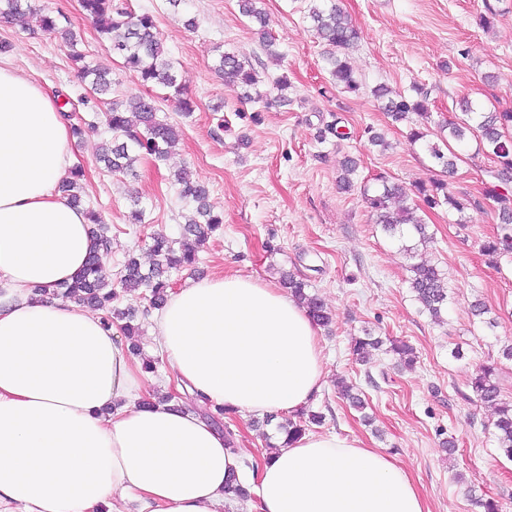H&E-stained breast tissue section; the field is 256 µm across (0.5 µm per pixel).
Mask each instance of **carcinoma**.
<instances>
[{
    "instance_id": "cac0c4a2",
    "label": "carcinoma",
    "mask_w": 512,
    "mask_h": 512,
    "mask_svg": "<svg viewBox=\"0 0 512 512\" xmlns=\"http://www.w3.org/2000/svg\"><path fill=\"white\" fill-rule=\"evenodd\" d=\"M80 5L97 32L109 41L112 53L123 60L126 69L137 75L141 85L163 86L169 90L168 98L176 103L180 112L189 115L195 111L196 103L187 93L186 77L175 69L174 62L156 37V23L152 14H133L114 4V0H80ZM239 9L243 16L258 26L259 33H264L268 18L260 8L259 0H239ZM26 18L34 19L43 31L59 35L63 43L71 48L70 59L77 66L80 78L90 80L93 92L105 94L110 91L111 82L105 72L99 66L85 62V56L76 50L77 36L67 17L61 13L46 12L36 5L24 3V0H0V21L11 23ZM307 18L326 47L324 57L330 65V74L336 86L346 93L359 92L361 83L349 55L350 49L359 40V33L348 16L336 4V0H308ZM214 70L224 82L242 88L243 98L248 102L260 103L265 109L276 103L288 102L283 94L288 89L287 76L282 75L272 81L278 95L270 98L261 90L265 85L264 77L249 61L234 52L222 53ZM371 93L394 123L408 122L414 116L423 125L431 122L428 96L418 89L415 90L416 96L410 97L379 84L372 88ZM458 108L463 118L440 126V143L426 144L431 159L443 172L451 173L458 159L451 144L464 145L472 136L479 150L493 156L496 167L488 171L487 181L478 198L457 197L448 191L447 182L437 178L419 184L416 192L430 208L446 204L459 213L467 210L481 213L485 205H490L500 224V233L485 241L481 251L496 265L499 259L512 256V109L500 110L494 105L487 107L468 98L460 100ZM158 112L157 100L149 93L135 94L124 103H111L105 112L106 124L122 141L101 145L99 160L107 171L132 170L142 152L157 160H164L175 150L180 140L179 132L175 126L159 118ZM357 167L356 158H345L343 174L338 180L341 190L350 192L354 189L352 175ZM83 177V169L76 166L60 185V189L68 193L74 203L81 202ZM176 181L179 198L194 204L199 219H188L177 238L162 232L152 234L150 250L153 261L149 268H143L140 261L129 257L116 279L106 277L102 257L112 250L111 225L91 210L88 215L95 225L92 231L95 248L79 274L72 281L59 285L53 295L101 311L107 329L116 321L122 322L120 329L128 339L138 335L139 327L134 324L137 311L132 308L121 311L112 307L119 291H144L148 293L152 308H161L171 290V272L193 266L197 261L198 245L224 224L222 215L214 212L209 202L206 185L193 183L181 175L177 176ZM375 181L378 182L375 188L365 186L360 190L363 203L383 231L403 240L401 250L413 260L409 266L408 280L412 296L432 320L441 322L443 314L448 311L447 283L436 266L417 260L432 242V236L427 233L418 207L407 204L404 187L384 176L375 178ZM280 282L289 294L307 308L317 325L327 327L332 323L331 310L317 293L310 291L311 284L307 278L288 271L282 273ZM380 346L381 340L367 333L354 338L351 349L356 360L363 362L371 351ZM389 351L405 365L411 366L416 362L413 348L401 340L391 341ZM471 389L478 400L494 407L496 419L492 423L493 435L499 451L512 460V403L501 398L496 367L492 364L482 366L471 379ZM323 420V415L319 413L306 415L300 411L293 419L282 417L277 428L293 440L304 434L309 425H319ZM224 494L230 500L244 502L252 499L235 472L225 478Z\"/></svg>"
}]
</instances>
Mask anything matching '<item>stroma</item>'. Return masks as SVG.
Masks as SVG:
<instances>
[{"mask_svg": "<svg viewBox=\"0 0 512 512\" xmlns=\"http://www.w3.org/2000/svg\"><path fill=\"white\" fill-rule=\"evenodd\" d=\"M498 14L483 29L485 2ZM66 15L79 35L78 48L89 61L107 68L115 100L141 92L135 74L112 55L81 10L79 0H35ZM133 12L152 13L160 41L178 70L185 72L198 103L183 116L164 88L153 87L160 115L180 130V143L167 160L145 158L132 175L112 174L96 162L110 134L104 123L88 127L92 113L78 106L72 124L81 126L72 147L83 167L85 205L102 211L112 226L107 272L117 273L130 254L149 260L150 236L176 235L192 208L178 197L176 173L208 186L220 230L199 249L198 263L173 272L176 286L187 279L238 273L277 283L283 271L308 276L336 319L320 329L324 384L311 403L322 413V431L362 442L392 458L413 481L429 512H480L474 498H490L499 512H512V460L497 448L493 414L477 401L470 379L479 365L497 361L501 397L512 401V362L499 351L512 342V260L489 264L480 252L498 226L492 211L458 212L441 206L421 208L433 241L425 257L448 282L444 323L422 313L408 288L409 258L398 238L384 232L366 211L359 192L336 186L341 163L359 160L358 184L383 175L414 188L435 177L422 142L409 136L408 124H393L371 95L378 84L411 93L424 88L431 102L428 140L438 141L441 122L456 119L464 97L512 107V0H340L360 39L350 51L362 83L358 93L338 92L323 60L324 48L306 18L304 0H263L277 57H270L238 0H123ZM195 19L196 28L185 25ZM8 57L49 94L78 101L90 96L75 73L67 47L36 24L0 27ZM247 58L269 78L287 76L288 103L253 114L238 87L214 72L219 51ZM494 82H486V75ZM339 121L344 140H320V130ZM383 133L388 145L368 141V131ZM492 156L468 145L448 189L457 196L480 194ZM145 221L132 223L133 207ZM484 302L494 326L474 322L470 306ZM391 337L411 345L414 367L401 366L382 350L369 361H355V336ZM461 349V358L451 355ZM346 380L362 392L367 407H349L336 387ZM235 446L246 461L261 458L272 445L274 426L255 428L248 415H231ZM454 440L455 450L444 448Z\"/></svg>", "mask_w": 512, "mask_h": 512, "instance_id": "obj_1", "label": "stroma"}]
</instances>
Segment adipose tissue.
<instances>
[{"label":"adipose tissue","instance_id":"ef3b65f1","mask_svg":"<svg viewBox=\"0 0 512 512\" xmlns=\"http://www.w3.org/2000/svg\"><path fill=\"white\" fill-rule=\"evenodd\" d=\"M73 137L55 99L0 58V512H220L240 458L207 422L145 406L141 364L98 313L50 289L83 268L88 216L59 185ZM178 384L242 415L319 393L316 325L294 298L238 274L188 281L155 317ZM259 512H428L392 459L358 441L279 439L258 470Z\"/></svg>","mask_w":512,"mask_h":512}]
</instances>
